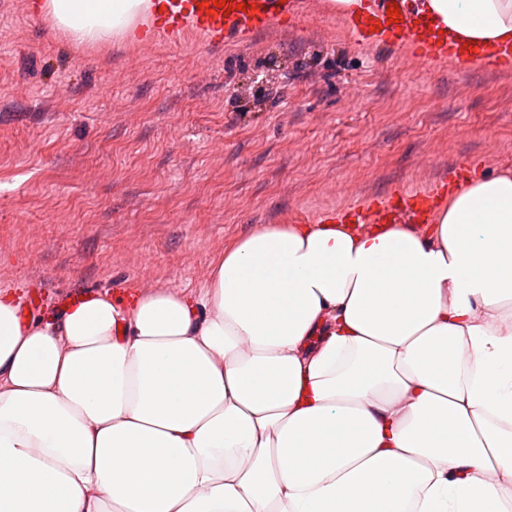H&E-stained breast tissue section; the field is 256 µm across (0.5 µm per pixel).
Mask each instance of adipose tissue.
<instances>
[{
    "mask_svg": "<svg viewBox=\"0 0 512 512\" xmlns=\"http://www.w3.org/2000/svg\"><path fill=\"white\" fill-rule=\"evenodd\" d=\"M133 35L145 0H44ZM474 46L512 0H406ZM512 501V169L424 232L258 225L194 296L101 294L21 321L0 291V512H504Z\"/></svg>",
    "mask_w": 512,
    "mask_h": 512,
    "instance_id": "ef3b65f1",
    "label": "adipose tissue"
}]
</instances>
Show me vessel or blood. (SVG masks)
Segmentation results:
<instances>
[{
	"label": "vessel or blood",
	"instance_id": "1",
	"mask_svg": "<svg viewBox=\"0 0 512 512\" xmlns=\"http://www.w3.org/2000/svg\"><path fill=\"white\" fill-rule=\"evenodd\" d=\"M153 4L147 22L153 40L176 43L188 35L198 36L209 43L223 44L226 34L247 36L269 25L288 23L299 18L302 0H227L228 12L206 13L197 0H151ZM395 0H371L367 11L351 16L348 30L360 44L409 46L422 61L445 59L470 67L481 65L495 70L512 69V44L494 47H465L462 41L444 36L427 21L418 20L408 11H400L398 22L388 20L387 10ZM441 196L440 186L417 191L409 202L372 199L348 208L343 216L327 212L321 221L344 219L353 228L371 224H411L422 229L430 223L431 214Z\"/></svg>",
	"mask_w": 512,
	"mask_h": 512
}]
</instances>
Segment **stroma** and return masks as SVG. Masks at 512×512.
Listing matches in <instances>:
<instances>
[{
  "label": "stroma",
  "mask_w": 512,
  "mask_h": 512,
  "mask_svg": "<svg viewBox=\"0 0 512 512\" xmlns=\"http://www.w3.org/2000/svg\"><path fill=\"white\" fill-rule=\"evenodd\" d=\"M333 0L211 46L81 45L0 0V290L197 293L259 224L512 167V71L354 43ZM496 157L486 154L489 140Z\"/></svg>",
  "instance_id": "1"
}]
</instances>
